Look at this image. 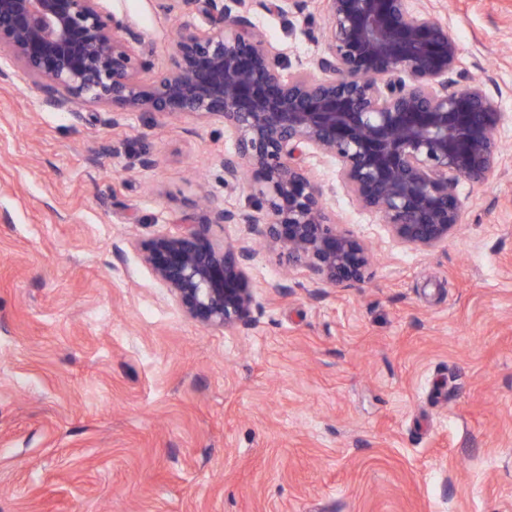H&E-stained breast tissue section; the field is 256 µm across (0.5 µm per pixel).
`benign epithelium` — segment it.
Returning <instances> with one entry per match:
<instances>
[{"label":"benign epithelium","mask_w":512,"mask_h":512,"mask_svg":"<svg viewBox=\"0 0 512 512\" xmlns=\"http://www.w3.org/2000/svg\"><path fill=\"white\" fill-rule=\"evenodd\" d=\"M105 2L0 0V85L23 82L41 107L75 119L104 107L114 126L129 112L224 126L234 145L224 184L248 182L255 212L212 201L206 223L139 244L177 307L204 327L236 330L255 307L248 238L220 240L213 226L244 225L321 284L364 279L369 250L327 210L304 152L335 160L358 206L419 250L457 230L459 181L482 184L499 164L500 105L480 82L450 78L462 73L459 44L412 0H324L321 52L313 69L293 71L250 10L286 17L312 0H158L166 14L205 18L181 24L160 69L144 34Z\"/></svg>","instance_id":"7a95c632"}]
</instances>
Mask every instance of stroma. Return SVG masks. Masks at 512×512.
Here are the masks:
<instances>
[{
    "label": "stroma",
    "instance_id": "1",
    "mask_svg": "<svg viewBox=\"0 0 512 512\" xmlns=\"http://www.w3.org/2000/svg\"><path fill=\"white\" fill-rule=\"evenodd\" d=\"M107 5L166 62L179 17ZM414 5L504 112L500 163L460 182L459 230L421 251L306 158L372 252L365 281L318 285L256 242L233 332L185 317L138 252L205 223L202 195L251 212L224 184L223 126L76 123L0 85V512H512V0ZM251 19L291 68L321 51L319 0Z\"/></svg>",
    "mask_w": 512,
    "mask_h": 512
}]
</instances>
